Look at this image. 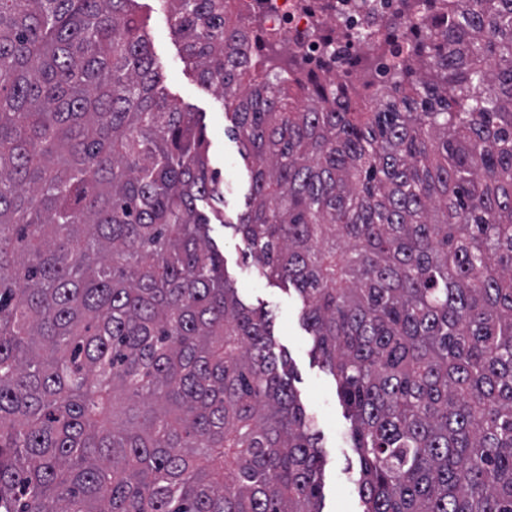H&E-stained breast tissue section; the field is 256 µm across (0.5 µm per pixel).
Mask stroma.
<instances>
[{
    "label": "stroma",
    "instance_id": "stroma-1",
    "mask_svg": "<svg viewBox=\"0 0 512 512\" xmlns=\"http://www.w3.org/2000/svg\"><path fill=\"white\" fill-rule=\"evenodd\" d=\"M153 51L165 76L168 95L189 112H197L209 142V162L224 186V217L236 220L245 209L249 191V166L241 145L230 129L224 99L217 91L200 85L187 68L182 47L170 34V17L159 0H138ZM209 235L224 257V270L248 306L270 312L273 335L284 348L294 372V386L306 412L312 415L327 452L325 512H360L361 502L353 470L358 458L351 446L350 422L337 395L333 376L312 357L313 338L302 324V303L294 291L269 282L254 259L246 255L241 235L222 224L211 225Z\"/></svg>",
    "mask_w": 512,
    "mask_h": 512
}]
</instances>
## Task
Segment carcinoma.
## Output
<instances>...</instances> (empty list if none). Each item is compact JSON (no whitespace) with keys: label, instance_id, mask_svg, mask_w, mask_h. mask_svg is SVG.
<instances>
[{"label":"carcinoma","instance_id":"cac0c4a2","mask_svg":"<svg viewBox=\"0 0 512 512\" xmlns=\"http://www.w3.org/2000/svg\"><path fill=\"white\" fill-rule=\"evenodd\" d=\"M134 3L0 0V512H323L320 432ZM165 3L232 107V228L303 304L362 512H512V0H446L372 109L343 78L293 98L242 0Z\"/></svg>","mask_w":512,"mask_h":512}]
</instances>
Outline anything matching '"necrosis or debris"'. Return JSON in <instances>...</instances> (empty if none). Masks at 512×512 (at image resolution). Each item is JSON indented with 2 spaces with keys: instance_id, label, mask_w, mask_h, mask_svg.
I'll return each mask as SVG.
<instances>
[{
  "instance_id": "4bbe7bcc",
  "label": "necrosis or debris",
  "mask_w": 512,
  "mask_h": 512,
  "mask_svg": "<svg viewBox=\"0 0 512 512\" xmlns=\"http://www.w3.org/2000/svg\"><path fill=\"white\" fill-rule=\"evenodd\" d=\"M263 14L266 30L289 55L298 59L292 91H301L309 78L347 77L359 100L376 103L390 91L389 64L406 53L411 29L403 0H386L371 13L362 0H245ZM373 29L382 33L383 52L373 55L369 45L353 35Z\"/></svg>"
}]
</instances>
